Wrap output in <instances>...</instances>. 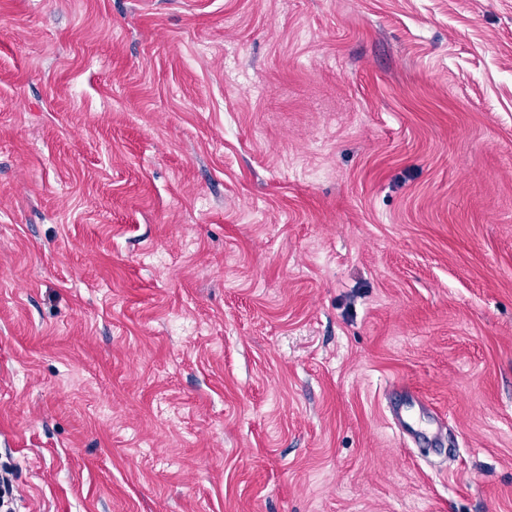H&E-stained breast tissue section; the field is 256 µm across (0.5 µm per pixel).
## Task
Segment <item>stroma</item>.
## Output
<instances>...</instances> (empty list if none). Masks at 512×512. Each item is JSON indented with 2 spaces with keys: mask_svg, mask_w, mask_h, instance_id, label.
Instances as JSON below:
<instances>
[{
  "mask_svg": "<svg viewBox=\"0 0 512 512\" xmlns=\"http://www.w3.org/2000/svg\"><path fill=\"white\" fill-rule=\"evenodd\" d=\"M1 464L512 512V0H0Z\"/></svg>",
  "mask_w": 512,
  "mask_h": 512,
  "instance_id": "1",
  "label": "stroma"
}]
</instances>
